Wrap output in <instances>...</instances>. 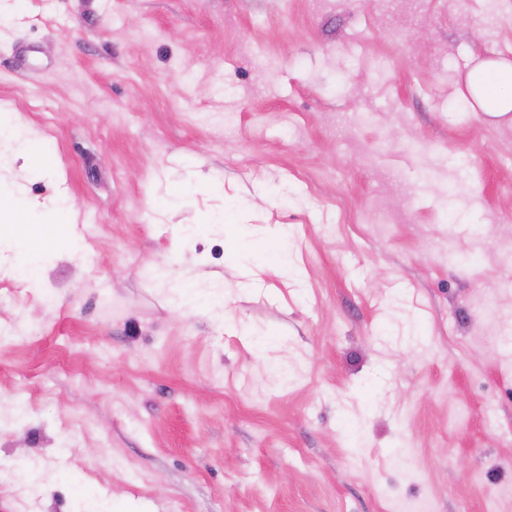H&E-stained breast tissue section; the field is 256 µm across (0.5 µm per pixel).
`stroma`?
<instances>
[{
	"mask_svg": "<svg viewBox=\"0 0 512 512\" xmlns=\"http://www.w3.org/2000/svg\"><path fill=\"white\" fill-rule=\"evenodd\" d=\"M12 6L0 197L74 222L0 249V512H512V0ZM465 89L474 111L492 119L512 112V61L493 59L474 66L466 76ZM12 115L0 114V158L4 154L11 153L14 157H24L28 159H40L34 142L30 139L24 141L21 149L16 150L15 145L12 143L23 138L20 126L15 122ZM57 212L62 214V217L56 219L53 224L30 226L23 233L15 234L13 227L4 231L3 225L0 226V246L6 243L18 254L20 261L16 271L30 281L38 282L42 278L44 246L59 234L58 226L73 223L70 207L63 203L57 207ZM183 288L192 299L203 300L205 303L219 306L222 302V295L216 286L204 285L198 282H186Z\"/></svg>",
	"mask_w": 512,
	"mask_h": 512,
	"instance_id": "35a3bbf8",
	"label": "stroma"
}]
</instances>
